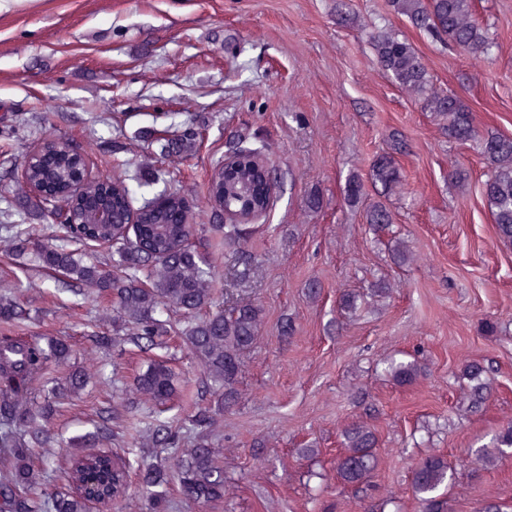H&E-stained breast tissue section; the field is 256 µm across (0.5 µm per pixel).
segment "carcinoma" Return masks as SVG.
<instances>
[{
	"label": "carcinoma",
	"mask_w": 512,
	"mask_h": 512,
	"mask_svg": "<svg viewBox=\"0 0 512 512\" xmlns=\"http://www.w3.org/2000/svg\"><path fill=\"white\" fill-rule=\"evenodd\" d=\"M392 12L415 28L441 42H449L474 57L489 54L495 45L489 29L477 18L475 0H389ZM370 43L381 69L399 87L414 96L423 111L438 121L450 143H471L485 161L488 172L483 195L492 212L499 238L512 245V137L481 132L471 107L454 94L438 89L414 47L388 28H377ZM202 127L190 119L182 129L158 131L154 142L165 156L190 155L201 136ZM389 151L372 164L370 180L381 187L368 198L364 182L350 176L344 200L351 207L364 206L365 223L377 232L393 224L386 197L400 186V168L395 155L407 150L402 135L388 134ZM231 165L222 178L208 186L216 223L196 229L184 214V195L165 194L161 205L145 201L134 206L135 198L127 178L119 174L112 181L88 185L97 207L115 215L134 211L135 228L129 233L103 224L95 212L75 202L72 188L84 168V155L76 153L58 138H45L39 154L25 170L27 189L16 194L11 206L27 220L11 224V213L0 214V229L11 240L13 259L29 261L46 272L60 275L71 292L93 288L113 300L112 334L91 336L98 348L125 349L134 346L150 352L166 347L172 331H177L190 354L202 367L201 394L216 399V407L203 406L188 417L197 435L187 441L181 429L155 420L149 428L153 446L176 448L173 457L177 481L184 496L201 505L222 502L234 494L235 486L224 477L220 450L211 447L207 430L217 416L238 400V382L246 354L260 338L263 322L261 305L240 297L228 309L199 313L214 304L216 266L204 243L207 234L224 241L229 257L239 267L238 277L250 276L254 258L248 248L246 222L225 218V211L241 215L267 213L270 201L259 190L268 174L259 165L262 148L239 141L227 153ZM40 189L52 197L38 201L30 192ZM73 205L74 215L86 234L81 236L66 225L60 226L72 242H60L50 234L35 237V225L45 224L60 202ZM112 244V259L101 260L88 252L91 246ZM394 264L403 267L414 261L403 240L393 246ZM340 315L353 317L362 308L361 296L339 292ZM184 317V326L174 329L171 314ZM30 318V312L11 298H0V323L12 326ZM71 347L64 338L42 336H0V512H89L92 501L117 505L127 495L132 471L139 472L142 495L152 512L168 508V477L163 463L141 454L132 459L103 447L110 434L108 419L101 418L96 430L72 438L76 454L66 467L67 483L53 484L49 462L34 460L35 449L52 445L49 422L57 399L79 394L90 378L84 367L69 370L60 378L51 370L65 365ZM490 362L473 360L461 367L467 380L461 400L474 415L483 412L491 396ZM388 373L398 385H408L422 376L419 365L409 360H393ZM178 374L169 358L157 355L138 374L133 384L134 403L163 407L177 392ZM343 452L336 458V478L343 484L360 487L379 470L377 435L364 418L341 432ZM512 448V423L476 450V461L487 468L497 464ZM451 479L446 454L433 451L412 470V488L421 512H448L444 489Z\"/></svg>",
	"instance_id": "1"
}]
</instances>
